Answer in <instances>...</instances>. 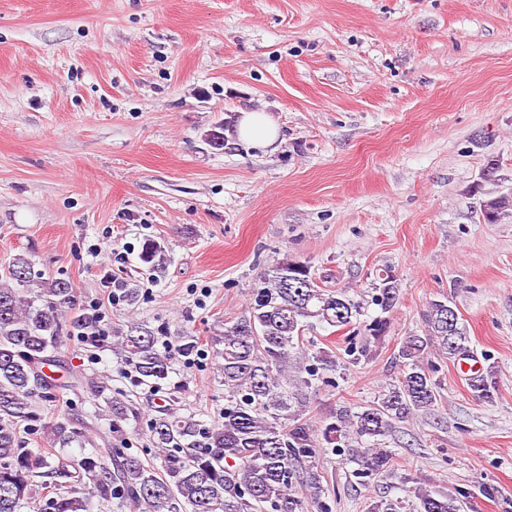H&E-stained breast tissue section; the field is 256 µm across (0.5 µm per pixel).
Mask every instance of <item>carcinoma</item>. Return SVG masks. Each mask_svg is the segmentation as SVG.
I'll use <instances>...</instances> for the list:
<instances>
[{
	"label": "carcinoma",
	"instance_id": "carcinoma-1",
	"mask_svg": "<svg viewBox=\"0 0 512 512\" xmlns=\"http://www.w3.org/2000/svg\"><path fill=\"white\" fill-rule=\"evenodd\" d=\"M164 250L155 240L142 244L141 261L153 267ZM370 303L378 313L366 319L364 304L343 288L317 282L311 266L282 263L254 289L253 300L224 335L211 340L224 378L222 421L213 426L166 411L149 426L155 447L165 450L161 468L139 457H106L100 450L75 461L56 454L85 442L83 419L71 416L52 425L46 447H27L22 433L40 420L38 401L56 384L42 372L54 365L63 342L77 339L98 346L106 322L92 308L72 315L69 281L46 277L26 255L15 257L0 283V512H18L31 499L41 512H88L89 498L108 502L126 496L135 512H331L322 500L325 487L318 470L321 448L361 456L359 477L383 476L393 467L381 448L400 423L432 410L441 400L440 366L468 352L467 330L448 300H433L422 313L423 333L405 337L394 355L399 375L377 401L357 412L330 413L319 429L304 420L310 390L336 367V360L304 347L306 331L316 324L346 336L345 354L356 360L386 336L390 314L400 301L390 267L376 270ZM115 349L132 366L134 380L158 388L168 379L170 353L158 337L140 327L113 336ZM470 390L491 402L498 394L496 372L488 368L469 380ZM70 387L101 398L108 389L101 376L77 375ZM112 428L128 420L130 408L109 402ZM410 492L416 512H467V494L441 492L415 477ZM403 501H372L368 512H403Z\"/></svg>",
	"mask_w": 512,
	"mask_h": 512
}]
</instances>
